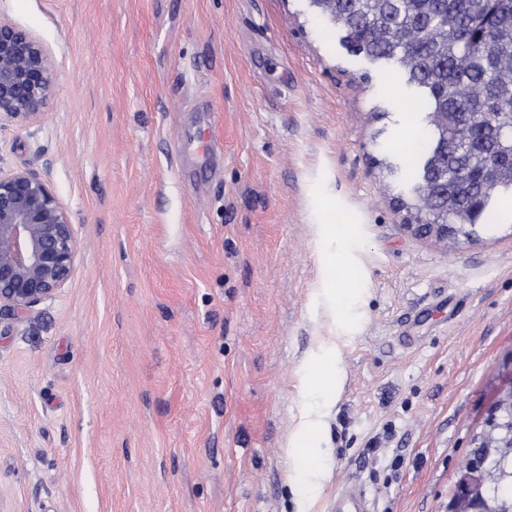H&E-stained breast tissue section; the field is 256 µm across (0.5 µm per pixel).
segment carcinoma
Masks as SVG:
<instances>
[{
    "label": "carcinoma",
    "mask_w": 512,
    "mask_h": 512,
    "mask_svg": "<svg viewBox=\"0 0 512 512\" xmlns=\"http://www.w3.org/2000/svg\"><path fill=\"white\" fill-rule=\"evenodd\" d=\"M334 20L352 51L395 65L404 84L424 96L409 103L413 112H490L489 121L512 124V0H310ZM437 131L427 123L416 153L406 163L412 195L427 178ZM485 168H498L495 191L482 197L474 221L494 217V196L512 194V173L486 153ZM472 156L448 160L455 189L449 200L465 206L475 188Z\"/></svg>",
    "instance_id": "carcinoma-1"
}]
</instances>
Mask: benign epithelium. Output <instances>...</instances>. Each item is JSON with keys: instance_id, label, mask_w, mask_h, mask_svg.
Wrapping results in <instances>:
<instances>
[{"instance_id": "1", "label": "benign epithelium", "mask_w": 512, "mask_h": 512, "mask_svg": "<svg viewBox=\"0 0 512 512\" xmlns=\"http://www.w3.org/2000/svg\"><path fill=\"white\" fill-rule=\"evenodd\" d=\"M54 63L42 43L25 30L0 19V128H24L46 108L56 84ZM463 141L474 154L493 148L500 162L512 168V138L504 142L487 130L460 126ZM422 192L448 208V178L431 176ZM419 228L439 237L471 235L455 215L441 223H422L421 208L407 205ZM80 246L67 207L46 181L27 170L0 172V317H19L53 298L69 281ZM500 434L485 447L497 448L501 460L512 458V418L494 424ZM487 456L477 451L465 466L450 512H512V502L490 506L483 495L490 473Z\"/></svg>"}]
</instances>
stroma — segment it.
I'll list each match as a JSON object with an SVG mask.
<instances>
[{
  "label": "stroma",
  "mask_w": 512,
  "mask_h": 512,
  "mask_svg": "<svg viewBox=\"0 0 512 512\" xmlns=\"http://www.w3.org/2000/svg\"><path fill=\"white\" fill-rule=\"evenodd\" d=\"M57 82L0 171L69 209L79 262L0 318V512H297L300 379L370 512H448L512 387V199L445 242L408 228L426 127L394 66L309 0H0ZM344 265L353 304L324 290Z\"/></svg>",
  "instance_id": "1"
}]
</instances>
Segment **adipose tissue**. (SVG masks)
Instances as JSON below:
<instances>
[{"label": "adipose tissue", "instance_id": "adipose-tissue-1", "mask_svg": "<svg viewBox=\"0 0 512 512\" xmlns=\"http://www.w3.org/2000/svg\"><path fill=\"white\" fill-rule=\"evenodd\" d=\"M338 366L335 355H323L302 377L301 400L310 406L317 397L326 398L336 391ZM320 435L309 416H301L288 443V484L299 512H313L328 480V470L319 455Z\"/></svg>", "mask_w": 512, "mask_h": 512}]
</instances>
